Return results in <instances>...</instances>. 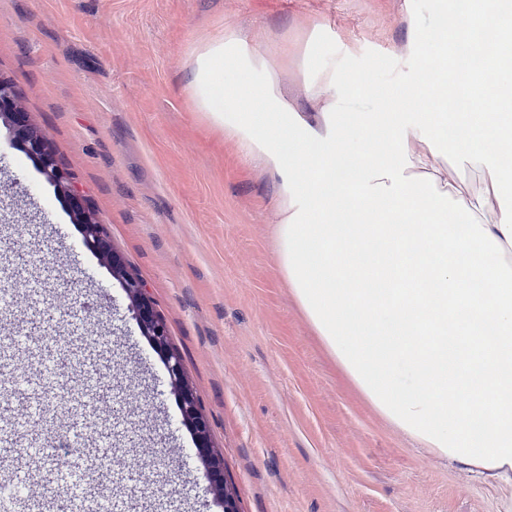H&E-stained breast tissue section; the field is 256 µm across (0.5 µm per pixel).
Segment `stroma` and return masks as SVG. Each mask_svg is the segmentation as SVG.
I'll list each match as a JSON object with an SVG mask.
<instances>
[{"label": "stroma", "instance_id": "1", "mask_svg": "<svg viewBox=\"0 0 512 512\" xmlns=\"http://www.w3.org/2000/svg\"><path fill=\"white\" fill-rule=\"evenodd\" d=\"M403 0H0V76L90 201L113 250L167 325L238 512H503L497 482L455 468L389 424L339 371L277 263L280 189L195 102L198 53L234 33L279 92L316 112L306 47L353 52L348 105L399 77ZM0 323L60 346L91 332L120 392L125 465L85 490L158 512H222L199 479L161 355L52 187L0 126ZM21 483L54 499L58 457Z\"/></svg>", "mask_w": 512, "mask_h": 512}]
</instances>
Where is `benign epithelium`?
Instances as JSON below:
<instances>
[{
  "instance_id": "7a95c632",
  "label": "benign epithelium",
  "mask_w": 512,
  "mask_h": 512,
  "mask_svg": "<svg viewBox=\"0 0 512 512\" xmlns=\"http://www.w3.org/2000/svg\"><path fill=\"white\" fill-rule=\"evenodd\" d=\"M0 119L11 124L15 143L37 161L46 181L53 184L59 196L69 202L77 222L82 225V245L88 251L106 259L113 275L121 280L130 300L133 318L151 338L155 348L165 354L169 380L178 393L182 421L195 430L197 454L203 464L202 477L207 481L210 490L222 493L224 512H238L234 496L228 491L224 481V458L211 445L208 427L200 412L197 398L184 379L181 358L170 349L165 323L159 317L142 281L131 277L125 270L121 258L102 234L101 225L87 219L88 203L74 188L73 177L57 164L46 138L29 123L15 87L1 77Z\"/></svg>"
}]
</instances>
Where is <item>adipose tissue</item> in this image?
Masks as SVG:
<instances>
[{
	"instance_id": "adipose-tissue-1",
	"label": "adipose tissue",
	"mask_w": 512,
	"mask_h": 512,
	"mask_svg": "<svg viewBox=\"0 0 512 512\" xmlns=\"http://www.w3.org/2000/svg\"><path fill=\"white\" fill-rule=\"evenodd\" d=\"M435 2L440 27L410 15L405 70L371 87L372 111L347 110L340 55L307 83L306 118L231 34L194 90L279 182V270L347 379L416 442L512 485V13ZM474 26L492 52L464 41ZM224 64L241 80L218 105Z\"/></svg>"
}]
</instances>
